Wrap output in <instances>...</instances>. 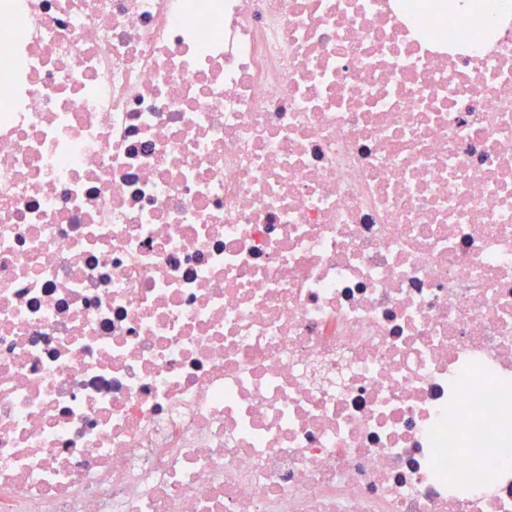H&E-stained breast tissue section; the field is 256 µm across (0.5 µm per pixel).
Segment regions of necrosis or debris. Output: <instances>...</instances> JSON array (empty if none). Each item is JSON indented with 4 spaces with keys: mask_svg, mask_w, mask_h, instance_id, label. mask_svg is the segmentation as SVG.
<instances>
[{
    "mask_svg": "<svg viewBox=\"0 0 512 512\" xmlns=\"http://www.w3.org/2000/svg\"><path fill=\"white\" fill-rule=\"evenodd\" d=\"M0 0V512H512V0Z\"/></svg>",
    "mask_w": 512,
    "mask_h": 512,
    "instance_id": "obj_1",
    "label": "necrosis or debris"
}]
</instances>
